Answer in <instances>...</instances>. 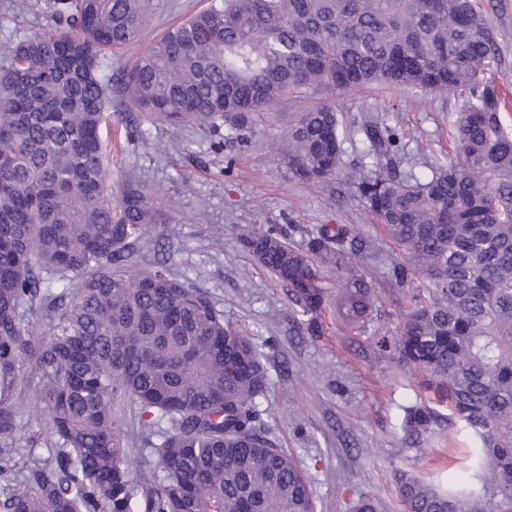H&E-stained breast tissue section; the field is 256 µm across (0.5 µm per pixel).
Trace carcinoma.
<instances>
[{
    "label": "carcinoma",
    "instance_id": "carcinoma-1",
    "mask_svg": "<svg viewBox=\"0 0 512 512\" xmlns=\"http://www.w3.org/2000/svg\"><path fill=\"white\" fill-rule=\"evenodd\" d=\"M143 0H57L39 33L0 51V470L24 437L16 404L38 393L48 456L0 485V512H315L299 462L271 438L261 403L267 356L199 288L164 266L140 270L159 220L128 185L110 202L102 127L107 53L132 43ZM499 47L479 0H211L122 75L130 108L240 139L249 115L290 93L386 84L465 96L448 161L423 180L397 162L400 136L379 116L353 130L336 107L300 114L281 152L295 177L349 189L404 253L389 266L411 297L402 327L376 342L446 396L448 427L468 432L459 466L427 481L399 474L405 512H512V130L490 72ZM359 135L370 164L341 171ZM288 287L293 319L318 331L320 265L336 269V312L372 320L362 269L375 240L321 224L299 250L282 224L240 235ZM45 313L48 333L25 322ZM428 434L430 407H402ZM146 434L129 447L124 419ZM353 512H385L371 495Z\"/></svg>",
    "mask_w": 512,
    "mask_h": 512
}]
</instances>
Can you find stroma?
Here are the masks:
<instances>
[{
	"mask_svg": "<svg viewBox=\"0 0 512 512\" xmlns=\"http://www.w3.org/2000/svg\"><path fill=\"white\" fill-rule=\"evenodd\" d=\"M55 0H0V49L14 45L47 24ZM501 63L495 78L512 92V0H490ZM210 0H146L147 17L137 39L107 55L102 73L120 78L163 33L205 9ZM335 104L346 125L374 113L405 131L401 145L418 175L446 162L451 132L464 98L453 91L407 93L370 87L327 97L290 95L274 112L251 117L244 141L225 143L226 127L203 134L131 111L129 98L113 90L104 137L111 149L106 167L113 197L138 177H146L160 203V220L140 248L141 267L164 262L191 286L207 291L224 318L247 329L268 357L270 388L262 402L264 421L279 447L303 465L315 495L316 512H350L361 494L378 495L389 512H405L397 475L424 477L448 465V427L435 426L423 439L401 429L402 406L431 403L433 395L402 369L396 354H381L378 337L395 333L411 308V291L393 287L386 272L402 258L384 225L352 199L329 195L321 186L295 178L277 151L301 112ZM269 224L288 228V241L303 248L319 224H349L377 238L380 252L366 263L378 314L359 333L336 315V280L326 276V302L318 314L319 332L293 324L287 287L249 253L238 235ZM222 237H214V226ZM35 391L18 400L19 422L39 435L22 449L27 459L46 457L50 436L46 417L37 413Z\"/></svg>",
	"mask_w": 512,
	"mask_h": 512,
	"instance_id": "obj_1",
	"label": "stroma"
}]
</instances>
